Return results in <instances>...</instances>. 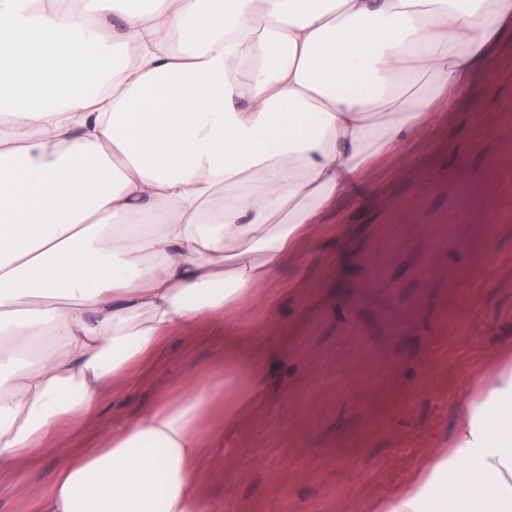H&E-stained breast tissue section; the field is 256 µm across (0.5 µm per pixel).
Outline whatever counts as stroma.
I'll list each match as a JSON object with an SVG mask.
<instances>
[{
  "label": "stroma",
  "instance_id": "obj_1",
  "mask_svg": "<svg viewBox=\"0 0 512 512\" xmlns=\"http://www.w3.org/2000/svg\"><path fill=\"white\" fill-rule=\"evenodd\" d=\"M433 109L233 310L245 347L200 331L166 343L138 387L108 390L0 479V512H34L28 489L50 491L71 443L94 447L219 363L227 398L249 394L246 364L260 395L204 475L218 512H369L443 447L461 378L512 348V37Z\"/></svg>",
  "mask_w": 512,
  "mask_h": 512
}]
</instances>
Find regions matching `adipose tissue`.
Wrapping results in <instances>:
<instances>
[{"mask_svg": "<svg viewBox=\"0 0 512 512\" xmlns=\"http://www.w3.org/2000/svg\"><path fill=\"white\" fill-rule=\"evenodd\" d=\"M0 0V474L173 332L224 325L350 177L428 124L512 0ZM116 17L104 33L97 21ZM371 512H512V366ZM224 368L113 421L35 512H216Z\"/></svg>", "mask_w": 512, "mask_h": 512, "instance_id": "1", "label": "adipose tissue"}]
</instances>
